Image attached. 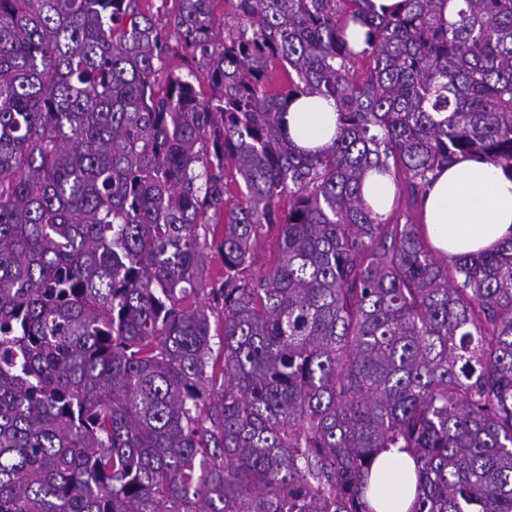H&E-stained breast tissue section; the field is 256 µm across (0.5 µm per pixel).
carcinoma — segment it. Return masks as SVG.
Wrapping results in <instances>:
<instances>
[{
	"instance_id": "1",
	"label": "carcinoma",
	"mask_w": 512,
	"mask_h": 512,
	"mask_svg": "<svg viewBox=\"0 0 512 512\" xmlns=\"http://www.w3.org/2000/svg\"><path fill=\"white\" fill-rule=\"evenodd\" d=\"M142 2L0 0V512H374L387 448L410 512H512V236L440 257L362 194L512 178V0ZM291 140L302 148H325L336 134L338 112L332 100L297 96L285 116ZM395 191L391 179L374 175L363 185V198L375 212L385 214L392 204ZM416 497L414 461L402 448H388L377 457L366 498L375 512H409Z\"/></svg>"
}]
</instances>
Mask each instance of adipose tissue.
Here are the masks:
<instances>
[{
    "label": "adipose tissue",
    "instance_id": "adipose-tissue-1",
    "mask_svg": "<svg viewBox=\"0 0 512 512\" xmlns=\"http://www.w3.org/2000/svg\"><path fill=\"white\" fill-rule=\"evenodd\" d=\"M291 140L302 148L329 146L336 134L334 102L312 96L291 100L285 116ZM423 223L431 246L461 257L497 248L512 236V178L493 164L458 158L436 171L426 189ZM416 497L414 461L406 450L382 451L366 498L374 512H409Z\"/></svg>",
    "mask_w": 512,
    "mask_h": 512
}]
</instances>
